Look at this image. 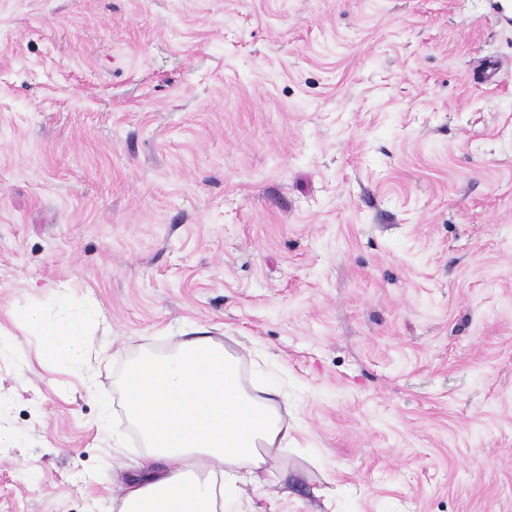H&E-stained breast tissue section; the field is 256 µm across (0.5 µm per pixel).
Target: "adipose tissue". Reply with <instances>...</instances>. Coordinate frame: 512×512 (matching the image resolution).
<instances>
[{"mask_svg":"<svg viewBox=\"0 0 512 512\" xmlns=\"http://www.w3.org/2000/svg\"><path fill=\"white\" fill-rule=\"evenodd\" d=\"M46 354L83 351L79 326L27 318ZM121 386L124 410L145 451L113 512H218L240 486L261 485L288 446L282 403L251 395L240 357L208 337L181 341L163 355L130 364Z\"/></svg>","mask_w":512,"mask_h":512,"instance_id":"adipose-tissue-1","label":"adipose tissue"}]
</instances>
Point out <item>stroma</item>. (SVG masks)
Here are the masks:
<instances>
[{
	"label": "stroma",
	"mask_w": 512,
	"mask_h": 512,
	"mask_svg": "<svg viewBox=\"0 0 512 512\" xmlns=\"http://www.w3.org/2000/svg\"><path fill=\"white\" fill-rule=\"evenodd\" d=\"M198 329L288 396L223 512H512L487 0H0V512H112L121 374ZM27 322L33 330L43 336L47 355H53L60 348H66L75 357L82 354L83 334L79 326L48 321L35 311L30 313Z\"/></svg>",
	"instance_id": "stroma-1"
}]
</instances>
